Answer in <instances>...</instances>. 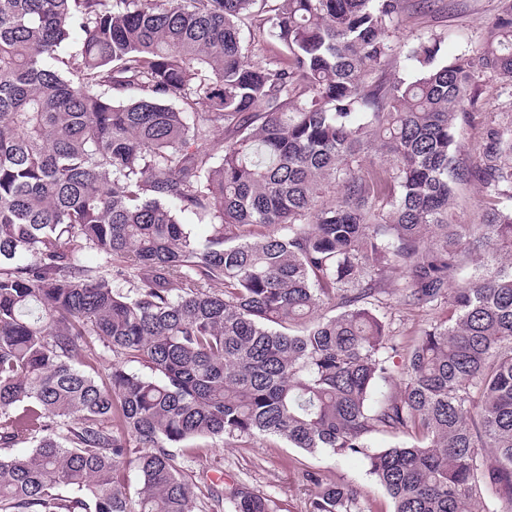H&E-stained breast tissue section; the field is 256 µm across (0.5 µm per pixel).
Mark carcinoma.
<instances>
[{
	"label": "carcinoma",
	"mask_w": 512,
	"mask_h": 512,
	"mask_svg": "<svg viewBox=\"0 0 512 512\" xmlns=\"http://www.w3.org/2000/svg\"><path fill=\"white\" fill-rule=\"evenodd\" d=\"M434 7L0 0V512H196L173 449L206 436L360 455L391 512H512V128L459 162L476 76L439 34L398 74L391 23ZM479 63L512 83L511 3ZM390 300L447 315L394 341ZM483 202V196L476 185L470 184L464 186L460 191V196L454 211L456 224H470L474 213L480 208Z\"/></svg>",
	"instance_id": "carcinoma-1"
}]
</instances>
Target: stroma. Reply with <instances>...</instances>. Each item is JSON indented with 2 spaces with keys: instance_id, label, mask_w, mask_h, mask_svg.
<instances>
[{
  "instance_id": "obj_1",
  "label": "stroma",
  "mask_w": 512,
  "mask_h": 512,
  "mask_svg": "<svg viewBox=\"0 0 512 512\" xmlns=\"http://www.w3.org/2000/svg\"><path fill=\"white\" fill-rule=\"evenodd\" d=\"M504 0H443L439 11L416 22L393 23L391 40L400 58L401 74H411L405 56L431 33H444L445 58H471L486 41L489 28ZM481 96L476 105L478 123L459 122L460 162L474 158L481 135V122L512 124V85L489 73H478ZM178 462L197 493L200 512H212L214 503L209 489L222 490L243 484L275 500L279 512H307L311 492L302 479L304 469L321 470L328 480L353 486L362 496L369 512H390L391 502L376 485L359 457L339 459L329 452L312 456L274 438L231 440L205 437L176 449Z\"/></svg>"
}]
</instances>
